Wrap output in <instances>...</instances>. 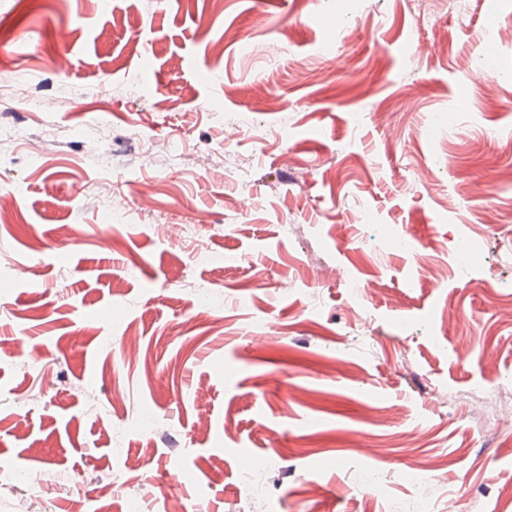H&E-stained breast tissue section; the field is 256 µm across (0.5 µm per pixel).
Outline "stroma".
<instances>
[{
	"label": "stroma",
	"instance_id": "35a3bbf8",
	"mask_svg": "<svg viewBox=\"0 0 512 512\" xmlns=\"http://www.w3.org/2000/svg\"><path fill=\"white\" fill-rule=\"evenodd\" d=\"M511 31L512 0H0V87L31 78L0 102V512H172L171 475L188 512H414L413 457L452 461L435 512H512V409L473 395L512 387Z\"/></svg>",
	"mask_w": 512,
	"mask_h": 512
}]
</instances>
